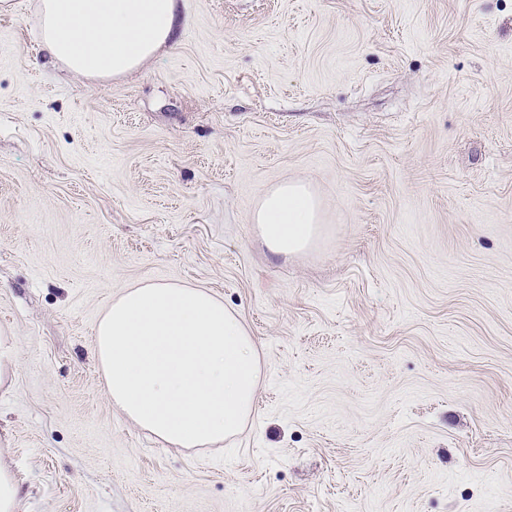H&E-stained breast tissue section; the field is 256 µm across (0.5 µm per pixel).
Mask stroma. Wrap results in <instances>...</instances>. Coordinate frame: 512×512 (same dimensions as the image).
<instances>
[{"instance_id": "obj_1", "label": "stroma", "mask_w": 512, "mask_h": 512, "mask_svg": "<svg viewBox=\"0 0 512 512\" xmlns=\"http://www.w3.org/2000/svg\"><path fill=\"white\" fill-rule=\"evenodd\" d=\"M0 13V448L19 512H512V0H179L117 79ZM325 233L272 254L262 192ZM212 290L257 343L244 431L169 448L95 355L130 285ZM253 222L267 248L277 255L310 249L324 230L318 197L308 184L294 180L263 192Z\"/></svg>"}]
</instances>
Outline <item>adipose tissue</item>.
<instances>
[{"label": "adipose tissue", "mask_w": 512, "mask_h": 512, "mask_svg": "<svg viewBox=\"0 0 512 512\" xmlns=\"http://www.w3.org/2000/svg\"><path fill=\"white\" fill-rule=\"evenodd\" d=\"M41 49L71 72L119 77L175 42L185 20L177 0H40ZM277 255L310 249L324 224L310 186L265 190L253 214ZM110 403L175 448L238 436L259 388L256 343L241 318L206 288L146 282L104 311L95 336Z\"/></svg>", "instance_id": "1"}]
</instances>
